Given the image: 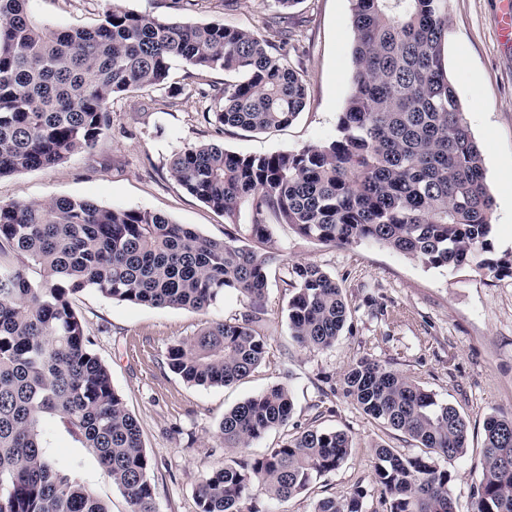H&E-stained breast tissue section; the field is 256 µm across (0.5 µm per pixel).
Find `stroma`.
Wrapping results in <instances>:
<instances>
[{
	"instance_id": "1",
	"label": "stroma",
	"mask_w": 512,
	"mask_h": 512,
	"mask_svg": "<svg viewBox=\"0 0 512 512\" xmlns=\"http://www.w3.org/2000/svg\"><path fill=\"white\" fill-rule=\"evenodd\" d=\"M506 0H448L445 63L468 127L483 158L485 183L494 199L495 256L512 257V43L497 35ZM125 8L158 18L218 22L261 32L274 0H193L176 9L172 0H122ZM30 9L55 25L76 29L97 24L102 0H30ZM297 39L288 55L305 74L307 104L290 125L266 132L220 129L204 112L224 87L220 70L196 71L175 64L168 88L114 96L111 126L92 149L47 168L0 178V201L44 202L82 198L113 209H146L223 239L224 216L182 189L169 160L189 145L218 144L239 154L298 150L334 139L337 119L355 75L354 29L349 0H298L289 12ZM272 244L285 261L314 263L343 290L347 324L327 350L307 349L288 330V292L281 268H272L266 310L269 360L248 378L203 387L170 371L171 343L193 336L206 319L224 320L244 309L229 290L209 314L118 302L87 289L73 307L92 348L108 367L112 384L137 419L152 460L150 480L159 512H198L195 488L202 476L231 459H250L277 447L296 428L341 430L354 448L335 472L288 501L258 494V512H313L316 500L375 490L373 447L407 455L416 449L404 434L388 430L340 394L348 366L368 357L399 371L463 413L470 422L469 448L452 462L459 512H469L482 473L485 419L512 413V276L492 277L476 265L433 268L387 247L359 242L324 246L273 227ZM281 384L293 396L287 428L275 429L250 447L227 449L217 435L225 411ZM47 454L65 474L89 486L112 512L128 504L95 454L57 420L43 428Z\"/></svg>"
}]
</instances>
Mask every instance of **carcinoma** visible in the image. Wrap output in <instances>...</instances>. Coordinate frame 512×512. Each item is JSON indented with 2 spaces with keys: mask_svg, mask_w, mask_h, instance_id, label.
<instances>
[{
  "mask_svg": "<svg viewBox=\"0 0 512 512\" xmlns=\"http://www.w3.org/2000/svg\"><path fill=\"white\" fill-rule=\"evenodd\" d=\"M29 0H0V176L57 165L110 128L112 97L164 89L173 63L229 79L205 118L223 128L290 125L307 100L288 60V10L265 34L220 23L161 19L102 0L100 23L64 29L32 14ZM355 78L333 140L264 155L190 146L169 172L190 195L224 214V239L140 209L84 199L0 202V512H109L84 483L61 473L41 439L46 420L70 425L122 490L129 512H158L140 427L112 386L72 307L87 288L112 300L206 313L232 289L247 310L212 321L167 350L185 382L226 386L268 357L261 332L268 271L283 265L292 338L331 347L347 320L342 289L314 263L267 250L270 227L287 224L322 244L370 242L430 267L472 263L512 275L494 256L493 198L480 148L444 65L447 0H351ZM39 275V280L31 274ZM345 397L422 448L407 456L374 447L382 512H456L452 469L469 427L452 404L363 357L342 378ZM290 390L273 385L224 413V447L247 448L288 425ZM353 448L340 430L305 428L251 460L198 483L200 512H256L255 487L285 502L339 469ZM483 469L472 512H512V414L484 423ZM366 492L317 502L314 512H363Z\"/></svg>",
  "mask_w": 512,
  "mask_h": 512,
  "instance_id": "1",
  "label": "carcinoma"
}]
</instances>
